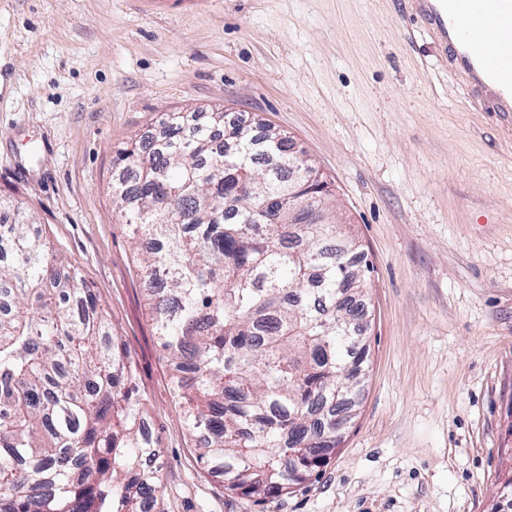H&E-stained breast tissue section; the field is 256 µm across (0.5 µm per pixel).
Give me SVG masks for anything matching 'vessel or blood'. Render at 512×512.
<instances>
[{
    "label": "vessel or blood",
    "mask_w": 512,
    "mask_h": 512,
    "mask_svg": "<svg viewBox=\"0 0 512 512\" xmlns=\"http://www.w3.org/2000/svg\"><path fill=\"white\" fill-rule=\"evenodd\" d=\"M408 22L440 48L439 63L465 77L470 94L512 113V0H405Z\"/></svg>",
    "instance_id": "1"
}]
</instances>
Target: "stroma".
I'll list each match as a JSON object with an SVG mask.
<instances>
[{
	"mask_svg": "<svg viewBox=\"0 0 512 512\" xmlns=\"http://www.w3.org/2000/svg\"><path fill=\"white\" fill-rule=\"evenodd\" d=\"M403 0H0V195L116 327L148 402L162 512H512V121L438 63ZM223 107L286 134L369 267L365 382L285 494L198 463L118 223L117 147Z\"/></svg>",
	"mask_w": 512,
	"mask_h": 512,
	"instance_id": "35a3bbf8",
	"label": "stroma"
}]
</instances>
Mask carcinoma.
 Returning <instances> with one entry per match:
<instances>
[{
	"label": "carcinoma",
	"instance_id": "obj_1",
	"mask_svg": "<svg viewBox=\"0 0 512 512\" xmlns=\"http://www.w3.org/2000/svg\"><path fill=\"white\" fill-rule=\"evenodd\" d=\"M223 131L224 148L213 147ZM280 138L256 161L254 130L211 111L169 112L158 144L116 152L133 173L112 186L133 227L157 343L176 366L172 397L198 459L226 489L283 493L338 447L336 414L365 352L353 337L367 282L363 252L302 208L313 166ZM0 198V512H144L161 466L144 432L146 399L112 321L79 270Z\"/></svg>",
	"mask_w": 512,
	"mask_h": 512
}]
</instances>
